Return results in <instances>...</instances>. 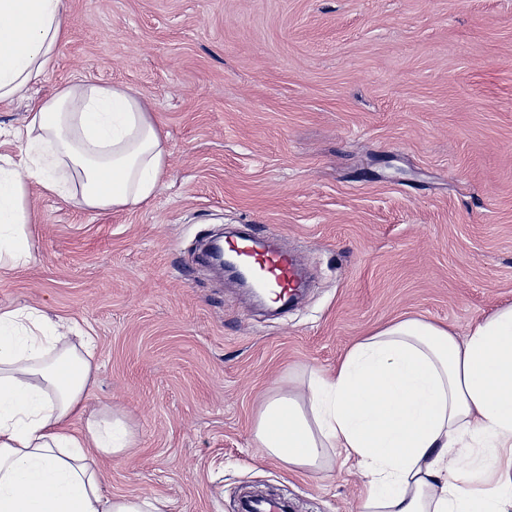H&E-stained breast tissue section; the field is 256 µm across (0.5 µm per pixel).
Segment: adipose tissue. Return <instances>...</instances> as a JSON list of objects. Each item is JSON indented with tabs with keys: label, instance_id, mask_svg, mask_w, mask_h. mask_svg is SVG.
I'll use <instances>...</instances> for the list:
<instances>
[{
	"label": "adipose tissue",
	"instance_id": "ef3b65f1",
	"mask_svg": "<svg viewBox=\"0 0 512 512\" xmlns=\"http://www.w3.org/2000/svg\"><path fill=\"white\" fill-rule=\"evenodd\" d=\"M64 0H0V103L22 96L66 35ZM27 149L0 156V270L34 259L26 188L92 210L154 197L167 152L131 89L76 82L34 103L12 130ZM96 338L34 306L0 307V512H163L156 498L111 497L96 466L134 443L122 420L87 417ZM84 420L83 431L74 424ZM256 447L313 474L332 453L363 479L358 512H512V305L458 335L407 318L357 340L336 369L276 389Z\"/></svg>",
	"mask_w": 512,
	"mask_h": 512
}]
</instances>
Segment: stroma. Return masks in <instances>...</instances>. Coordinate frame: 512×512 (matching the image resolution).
Wrapping results in <instances>:
<instances>
[{
	"label": "stroma",
	"mask_w": 512,
	"mask_h": 512,
	"mask_svg": "<svg viewBox=\"0 0 512 512\" xmlns=\"http://www.w3.org/2000/svg\"><path fill=\"white\" fill-rule=\"evenodd\" d=\"M70 35L0 104V155L32 103L73 79L141 93L165 138L156 195L89 210L29 180L35 259L0 273L97 338L91 407L135 444L98 457L105 491L168 512H356L357 475L257 448L262 401L333 370L382 324L465 333L512 304V0H66ZM234 224L277 228L313 285L268 316L198 258Z\"/></svg>",
	"instance_id": "stroma-1"
}]
</instances>
